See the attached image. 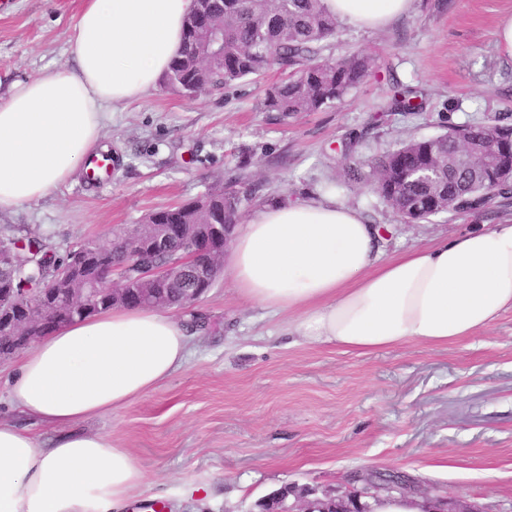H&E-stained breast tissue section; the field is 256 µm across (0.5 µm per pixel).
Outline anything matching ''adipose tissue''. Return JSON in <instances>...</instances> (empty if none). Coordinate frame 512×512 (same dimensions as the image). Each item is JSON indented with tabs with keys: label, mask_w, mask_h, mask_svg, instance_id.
<instances>
[{
	"label": "adipose tissue",
	"mask_w": 512,
	"mask_h": 512,
	"mask_svg": "<svg viewBox=\"0 0 512 512\" xmlns=\"http://www.w3.org/2000/svg\"><path fill=\"white\" fill-rule=\"evenodd\" d=\"M327 13L378 30L416 0H322ZM194 0H83L69 61L0 96V211L41 199L86 162L109 108L150 94L183 40ZM379 226L331 196L275 199L234 236L237 294L292 312L291 335L359 354L407 342L436 347L487 329L512 309V220L385 257ZM186 322L118 306L42 336L16 363L20 414L60 428L43 446L0 424V512H123L145 473L104 435L73 432L158 388L186 361Z\"/></svg>",
	"instance_id": "adipose-tissue-1"
}]
</instances>
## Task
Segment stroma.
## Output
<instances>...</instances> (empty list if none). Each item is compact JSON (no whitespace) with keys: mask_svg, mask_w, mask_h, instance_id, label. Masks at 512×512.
Returning a JSON list of instances; mask_svg holds the SVG:
<instances>
[{"mask_svg":"<svg viewBox=\"0 0 512 512\" xmlns=\"http://www.w3.org/2000/svg\"><path fill=\"white\" fill-rule=\"evenodd\" d=\"M81 0H0V93L67 60ZM512 0H416L385 29L338 22L322 52L362 53L373 72L342 100L286 117L262 109L284 74L272 69L189 100L159 83L118 106L100 142L112 180L76 172L51 194L0 212V234L46 239L58 256L108 245L154 210L211 187L239 194L240 221L282 197L330 191L386 225L395 256L512 219V197L479 212L399 218L348 167L448 125H512V59L495 46ZM211 331L182 368L115 413L76 424L133 449L146 474L140 499L168 512H253L283 486L346 491L356 472L403 471L450 512H512V310L475 336L359 355L296 341L287 314L236 295L221 274L195 306Z\"/></svg>","mask_w":512,"mask_h":512,"instance_id":"1","label":"stroma"}]
</instances>
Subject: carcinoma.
<instances>
[{
  "label": "carcinoma",
  "mask_w": 512,
  "mask_h": 512,
  "mask_svg": "<svg viewBox=\"0 0 512 512\" xmlns=\"http://www.w3.org/2000/svg\"><path fill=\"white\" fill-rule=\"evenodd\" d=\"M210 5L203 23L224 25V64L212 65L200 52L203 30L185 29L184 42L166 75L167 84L185 98L221 91L227 86L259 76L278 66L291 70L287 82L267 90L264 110L284 116L314 112L342 99L375 68L373 57L352 53L336 60L321 57L323 43L334 37L336 18L325 12L321 0H207ZM482 130L471 125L450 126L448 132L428 139L410 140L395 150L366 163L368 186L395 214L424 220L440 213L476 206L483 208L507 193L498 169L476 159L454 175L450 163L479 138ZM512 146V127L497 128L490 141V154L504 153ZM202 199L218 222L235 224L242 199L217 187ZM144 224H195L193 209L179 205L153 211ZM0 238V288H16L31 294L42 283L59 278L68 258L56 256L38 237ZM160 287L165 296L178 301L186 288L197 287L196 279L169 280ZM112 308L110 295L80 303L65 304L60 312L72 322Z\"/></svg>",
  "instance_id": "carcinoma-1"
}]
</instances>
